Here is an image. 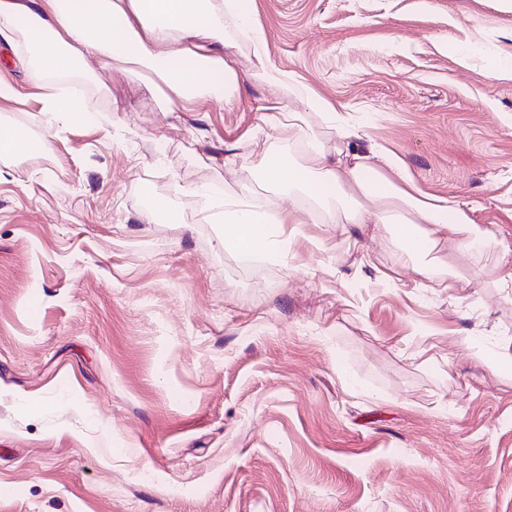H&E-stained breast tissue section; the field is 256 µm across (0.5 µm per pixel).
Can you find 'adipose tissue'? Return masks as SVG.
<instances>
[{
	"instance_id": "adipose-tissue-1",
	"label": "adipose tissue",
	"mask_w": 512,
	"mask_h": 512,
	"mask_svg": "<svg viewBox=\"0 0 512 512\" xmlns=\"http://www.w3.org/2000/svg\"><path fill=\"white\" fill-rule=\"evenodd\" d=\"M254 13L255 0H0V36L21 33L32 60L30 75L45 91L46 110L65 113L76 124L88 120L82 98L59 100L55 86L58 77L84 66L87 55L157 77L189 109L217 95L228 103L236 99L235 55L245 46L252 55L250 79L277 86L285 98L316 111L332 112L306 84L267 66ZM272 119L289 138L304 142L310 163L291 168L269 153L265 170L310 196L336 195L342 224H384L393 210H401L399 238L409 256L423 258L419 271L433 287L447 286L426 262L441 240L458 238L473 248L495 238L494 230L472 224L461 208L416 190L397 157L384 154L375 164L366 154L343 149L330 154L307 133L298 112L281 106ZM214 206L228 217L225 244L243 260L263 259L274 233L298 221L289 211L257 212L240 197H216Z\"/></svg>"
}]
</instances>
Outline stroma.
<instances>
[{"label":"stroma","mask_w":512,"mask_h":512,"mask_svg":"<svg viewBox=\"0 0 512 512\" xmlns=\"http://www.w3.org/2000/svg\"><path fill=\"white\" fill-rule=\"evenodd\" d=\"M254 20L270 67L360 125L354 149L499 244H443L432 290L390 225L279 193L264 155H306L247 51L235 103L190 112L87 56L61 81L91 114L73 125L1 39L0 123L52 148L0 163V512H512V370L485 362L512 347V10L256 0ZM206 192L308 221L254 271Z\"/></svg>","instance_id":"35a3bbf8"}]
</instances>
